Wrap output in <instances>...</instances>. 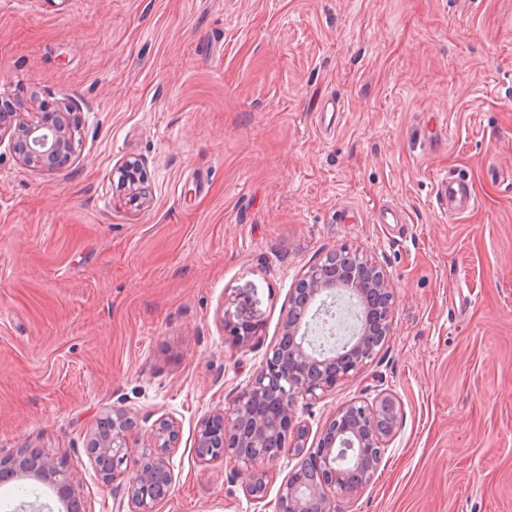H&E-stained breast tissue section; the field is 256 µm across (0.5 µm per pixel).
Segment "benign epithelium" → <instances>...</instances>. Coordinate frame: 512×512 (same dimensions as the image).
<instances>
[{"instance_id":"1","label":"benign epithelium","mask_w":512,"mask_h":512,"mask_svg":"<svg viewBox=\"0 0 512 512\" xmlns=\"http://www.w3.org/2000/svg\"><path fill=\"white\" fill-rule=\"evenodd\" d=\"M9 141L25 166L54 171L71 160L75 133L69 108L54 112L0 111V143ZM346 294L363 306L362 322L338 349L310 348L302 331L309 307L318 297ZM395 293L386 270L360 252L340 249L310 266L290 294V307L281 336L266 354L245 389L228 408L204 418L194 439L196 458L209 463L235 459L250 473L246 493L265 499L269 465L282 451L286 435H293L292 450L302 462L279 487L274 512H345V504L363 490L375 475L400 419L395 394L380 390L372 399L357 398L340 406L320 433L314 450H307L308 429L296 421L299 401H317L337 383L358 375L391 335ZM236 345L248 343L254 327L228 325ZM179 438L177 422L156 420L150 435L138 438L137 421L123 410L112 411L99 422L88 451L102 478H120L118 468L133 446L141 448L137 469L125 485V498L117 512H157L173 488L169 464ZM34 469L62 482L64 501L85 506L79 485L49 459L27 450L0 458V475Z\"/></svg>"}]
</instances>
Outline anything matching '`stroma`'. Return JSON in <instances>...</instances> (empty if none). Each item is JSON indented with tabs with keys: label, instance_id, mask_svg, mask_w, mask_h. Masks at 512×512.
I'll return each mask as SVG.
<instances>
[{
	"label": "stroma",
	"instance_id": "stroma-1",
	"mask_svg": "<svg viewBox=\"0 0 512 512\" xmlns=\"http://www.w3.org/2000/svg\"><path fill=\"white\" fill-rule=\"evenodd\" d=\"M1 99L69 104L78 131L49 173L0 144V457L41 449L115 512L99 420L126 410L144 436L170 416L158 512H272L298 456L258 503L194 437L295 280L346 247L387 271L391 336L297 418L312 445L378 387L402 408L349 512H512V0H0ZM127 159L147 204L119 186ZM456 172L477 204L451 220L434 194Z\"/></svg>",
	"mask_w": 512,
	"mask_h": 512
}]
</instances>
